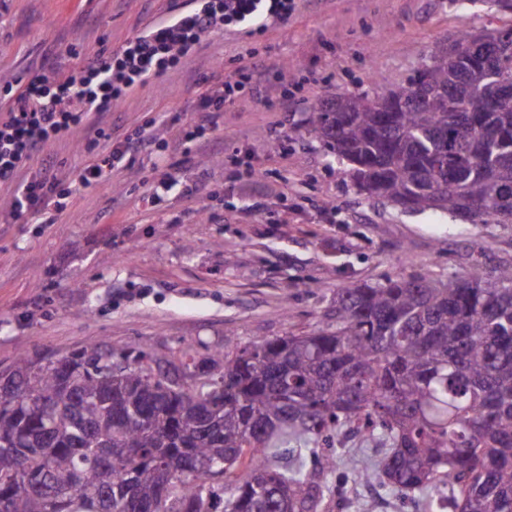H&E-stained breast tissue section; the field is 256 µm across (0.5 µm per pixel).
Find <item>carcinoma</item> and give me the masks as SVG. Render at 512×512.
<instances>
[{"label": "carcinoma", "instance_id": "obj_1", "mask_svg": "<svg viewBox=\"0 0 512 512\" xmlns=\"http://www.w3.org/2000/svg\"><path fill=\"white\" fill-rule=\"evenodd\" d=\"M499 78L512 50L493 71L435 56L389 109L342 94L309 125L364 194L495 224L512 210V99L487 109ZM145 357L103 374L90 344L0 372L17 382L0 388V512H321L336 452L305 458L349 429L378 448L347 459L355 480L430 512H512V269L345 285L317 331L198 362L194 393Z\"/></svg>", "mask_w": 512, "mask_h": 512}]
</instances>
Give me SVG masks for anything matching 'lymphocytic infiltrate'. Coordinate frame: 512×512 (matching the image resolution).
<instances>
[{
    "label": "lymphocytic infiltrate",
    "instance_id": "lymphocytic-infiltrate-1",
    "mask_svg": "<svg viewBox=\"0 0 512 512\" xmlns=\"http://www.w3.org/2000/svg\"><path fill=\"white\" fill-rule=\"evenodd\" d=\"M294 11L295 0H209L206 9L173 16L116 51H99L55 86H48L42 75L31 79L9 112L0 114V185L11 195V219L56 223L68 198L106 184L113 171L132 169L143 155L156 161L151 198L160 203L173 183L170 144L154 130L115 134L113 100L163 75L165 59L188 56L206 33L247 22H284ZM261 78L256 68L212 75L209 93L198 106L200 116L180 131L179 142L199 140L217 129L222 104L255 93ZM73 142L79 143L86 162L76 178L67 179L55 170V149Z\"/></svg>",
    "mask_w": 512,
    "mask_h": 512
}]
</instances>
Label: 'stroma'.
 Masks as SVG:
<instances>
[{
  "label": "stroma",
  "mask_w": 512,
  "mask_h": 512,
  "mask_svg": "<svg viewBox=\"0 0 512 512\" xmlns=\"http://www.w3.org/2000/svg\"><path fill=\"white\" fill-rule=\"evenodd\" d=\"M191 2L0 0V113L12 103L6 83L68 73ZM509 26L512 11L493 0H296L286 23L206 34L112 103L113 124L172 140V117L197 119L201 77L269 69L259 94L225 104L160 206L149 202L145 157L79 191L54 224L8 222L0 189V370L22 353L59 357L95 343L159 358L187 347L202 359L318 330L348 283L512 268V224L368 197L308 125L320 100L406 82L461 30ZM193 182L198 193L185 194ZM329 486L326 512H421L417 499L355 482L341 465Z\"/></svg>",
  "instance_id": "1"
}]
</instances>
